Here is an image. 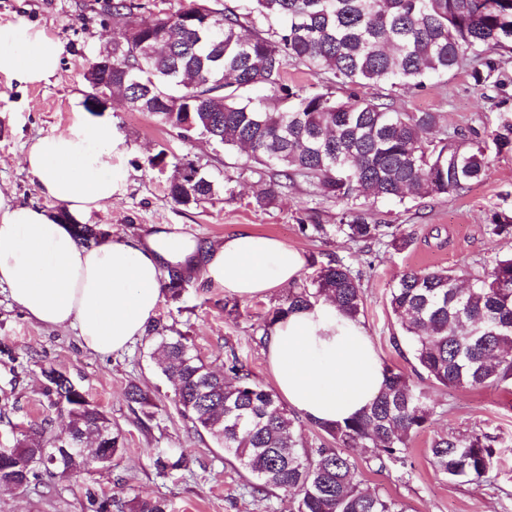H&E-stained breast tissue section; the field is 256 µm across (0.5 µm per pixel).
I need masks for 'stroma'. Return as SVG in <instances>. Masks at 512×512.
Listing matches in <instances>:
<instances>
[{"label": "stroma", "instance_id": "35a3bbf8", "mask_svg": "<svg viewBox=\"0 0 512 512\" xmlns=\"http://www.w3.org/2000/svg\"><path fill=\"white\" fill-rule=\"evenodd\" d=\"M104 0H0V25L22 23L58 38L64 53L56 74L37 85H19L0 76V195L11 204L57 213L58 204L44 197L23 158L30 146L48 133L68 131L85 103L90 87L83 74L100 52L111 49L117 36L102 5ZM484 58L498 63L501 87H479L470 65L435 79L427 88L405 92L387 86L355 87L361 98L386 96L396 109L437 112L445 130H476L485 148L483 175L460 193L440 199L362 201L374 218L403 225L413 241L403 250L382 245L363 253L345 238L304 235L300 223L316 216L319 223H338L342 208L297 185L270 205L258 206L252 174L244 152L225 151L203 139L182 140L175 130L156 124L144 113L112 103L103 118L125 137L127 189L111 206L93 212L90 223L115 236H146L159 225L198 242L222 240L247 226L288 245L302 248L308 263L338 259L362 271L364 311L359 317L383 364L412 374L410 354L392 345L399 326L388 303L389 288L406 270L464 267L483 272L495 256L512 253V237L493 238L486 232L494 213L512 211V150L497 151L493 133L512 120V46L486 47ZM186 155L214 173L231 176L234 196L218 195L201 205H179L167 194V178L151 170L149 157L159 150ZM284 288L253 299L239 300V312L225 316L226 295L201 275H194L180 301L162 300L155 316L188 337L203 361L220 372L229 353H236L266 387L274 382L265 347L259 338L264 316L287 297ZM152 340L142 336L127 350L110 356L88 351L76 330H51L29 319L0 288V448L11 447L21 424L50 418L49 436L63 433L64 415L44 394L42 367L66 373L99 405L125 437V451L110 468L66 479L43 478L37 489L0 490V512H97V501L116 502L134 496L161 497L171 512H293L291 498L281 492L261 500L251 494L246 476L225 458L209 434L196 430L174 402L175 385L158 370L150 356ZM138 385L151 396L153 418L128 403L125 391ZM433 406L425 429L412 436L406 466L360 464L356 477L384 495L403 501L408 512H512V386L481 390L440 388L421 382ZM481 430L497 438L494 483L475 485L448 481L429 460L432 440L440 435ZM171 448L186 452L184 466L159 474L155 459Z\"/></svg>", "mask_w": 512, "mask_h": 512}]
</instances>
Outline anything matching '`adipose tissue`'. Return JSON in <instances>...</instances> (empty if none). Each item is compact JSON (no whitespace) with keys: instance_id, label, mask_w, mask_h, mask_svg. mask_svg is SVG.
<instances>
[{"instance_id":"obj_1","label":"adipose tissue","mask_w":512,"mask_h":512,"mask_svg":"<svg viewBox=\"0 0 512 512\" xmlns=\"http://www.w3.org/2000/svg\"><path fill=\"white\" fill-rule=\"evenodd\" d=\"M61 42L22 25L0 26V76L25 85L48 81ZM130 147L104 119L78 117L65 133L39 138L25 164L47 199L83 220L126 190ZM204 251V279L241 299L298 280L299 249L243 228L198 247L169 227L145 237H106L87 248L43 209L0 205V288L33 321L75 328L86 349L107 356L144 336L164 291L162 264L184 265ZM266 354L280 395L307 419L343 421L365 409L385 384L382 361L365 328L323 300L272 323Z\"/></svg>"}]
</instances>
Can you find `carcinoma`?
I'll return each mask as SVG.
<instances>
[{
  "label": "carcinoma",
  "mask_w": 512,
  "mask_h": 512,
  "mask_svg": "<svg viewBox=\"0 0 512 512\" xmlns=\"http://www.w3.org/2000/svg\"><path fill=\"white\" fill-rule=\"evenodd\" d=\"M245 14L194 8L195 0L172 13L138 17L134 0H112L108 15L136 29L121 30L106 51L110 65L93 66L89 98L106 90L127 108L149 114L189 140L205 139L224 149L244 148L258 175L256 204L263 207L298 180L343 205L336 234L369 247L402 250L411 233L399 224H380L351 207L365 198H445L467 188L485 168L478 133H434L435 112H403L377 99L336 96V90L388 85L405 91L459 68L491 43L512 41V0H250ZM324 76L321 90L308 92L288 80L290 66ZM499 65L485 60L471 77L480 87L497 86ZM265 88L279 107L246 95ZM173 168L170 197L200 204L216 196L212 177L184 157L167 161L163 150L148 159ZM78 243L100 244L106 234L95 224H73ZM492 237L512 236V214L497 212L487 225ZM165 294L186 291L184 269L168 267ZM332 301L343 315L364 310L361 272L341 261L319 267L309 281L289 289L268 312L265 324ZM391 312L415 362L417 378L444 388L478 390L512 384V254L495 258L480 275L461 269L408 270L389 289ZM161 322L148 328L152 356L177 383L175 402L193 423L217 438L231 463L247 472L254 497L282 491L294 512H406L405 505L355 479L358 448L383 471L405 465L411 437L432 414L425 394L410 376L384 366L385 388L360 414L334 425L312 423L322 441L308 446L303 424L278 395L257 382L235 352L225 371H211L186 337L169 334ZM50 406L68 418L69 439L45 437L49 419L20 431L11 448H0V486L27 488L41 473L68 477L89 467L110 466L124 449L122 432L82 389H74L54 367L42 370ZM129 402L151 416L150 396L139 386ZM434 470L450 481L480 485L496 478V440L483 432L446 435L429 448ZM185 453L157 457L163 473L178 470ZM129 512H169L162 498H134Z\"/></svg>",
  "instance_id": "carcinoma-1"
}]
</instances>
